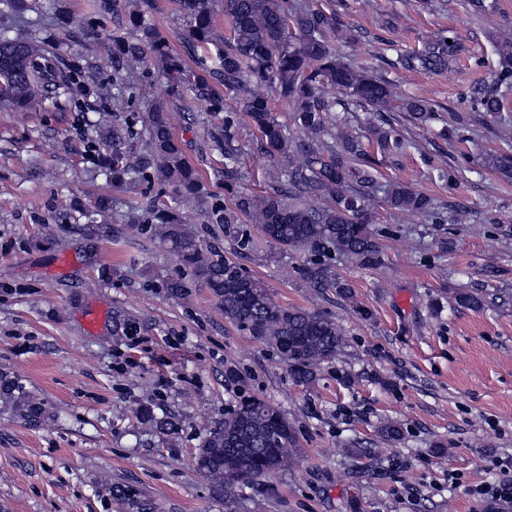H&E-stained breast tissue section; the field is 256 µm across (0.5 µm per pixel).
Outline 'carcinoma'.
Returning a JSON list of instances; mask_svg holds the SVG:
<instances>
[{
	"label": "carcinoma",
	"instance_id": "cac0c4a2",
	"mask_svg": "<svg viewBox=\"0 0 512 512\" xmlns=\"http://www.w3.org/2000/svg\"><path fill=\"white\" fill-rule=\"evenodd\" d=\"M155 0L122 6L119 0H96L97 9L112 13L116 32L106 42L112 76L123 82L149 62L158 64L173 92L187 86L211 112L224 113V138L217 141L224 153V198L210 203L203 176L188 163L174 133L169 103L157 101L147 119V145L136 153L127 146L124 127L111 125L100 132V165L118 186L134 175L150 174L175 187L180 200L167 204L153 199L132 208L127 224L138 235L151 234L166 245L188 277L165 282L168 297L184 299L195 287L213 297L224 320L252 339L272 347L300 383H312L325 364L334 360L346 343L345 331L332 317L296 306H283L260 280L247 275L231 255L201 244L185 227L181 202H195L212 224H235L241 214L252 218L266 241L283 247L306 248L314 253H335L363 266L380 263V243L370 202L378 199L399 213L416 214L434 224H459L463 210L441 204L415 186L380 183L363 143L347 134L332 113L360 107L372 113L369 141L385 155H403L410 143L398 134L389 112H406L413 120L431 119L432 107L419 97L396 99L391 83L346 62L334 48L336 19L296 0H224L229 36L216 31L213 0H181L187 19L180 34L185 53L197 60L189 70L181 55L170 48L167 36L147 21ZM452 43H447V40ZM461 36L440 30L420 51L405 54L396 64L407 70L440 72L465 52ZM498 67L493 82L472 90L471 110L497 113L502 109L498 89L512 88V38L495 42ZM95 76L83 78L58 50L45 41L0 32V106L26 112L51 103L70 104L74 98L97 94ZM255 83L272 86L292 112L298 134L290 136L273 114L268 100L253 93ZM235 94L236 106L224 101L217 86ZM338 87L344 98L332 99L326 88ZM258 132V142L271 159L288 161V180L273 178L263 194L237 190L235 176L241 153V114ZM484 165L504 176L512 175V153H488ZM75 209L89 224H97L112 209V197L99 194ZM307 287L333 288L360 316L368 312L355 301L351 286L334 277L321 259L302 269ZM493 293L484 288H457L452 306L482 309ZM144 423L156 431L174 434L179 423L157 418L149 407L139 409ZM298 447L288 419L272 404L243 396L224 418L205 429L194 462L224 496L232 510L238 490L276 472L295 459ZM112 495L124 512H154L151 500L136 490L115 486Z\"/></svg>",
	"mask_w": 512,
	"mask_h": 512
}]
</instances>
